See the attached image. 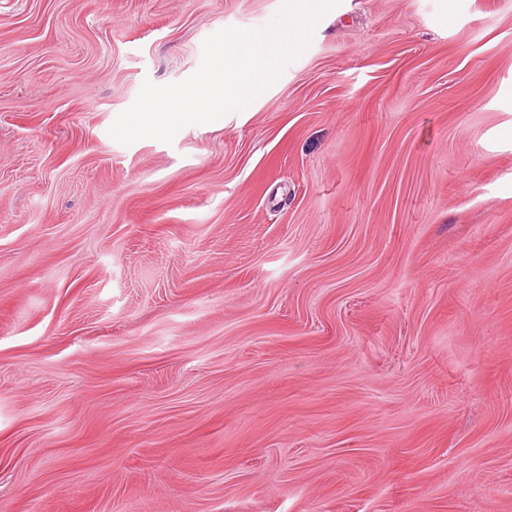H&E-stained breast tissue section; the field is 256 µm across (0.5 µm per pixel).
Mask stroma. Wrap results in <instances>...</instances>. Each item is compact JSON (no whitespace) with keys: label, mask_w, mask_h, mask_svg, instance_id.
I'll list each match as a JSON object with an SVG mask.
<instances>
[{"label":"stroma","mask_w":512,"mask_h":512,"mask_svg":"<svg viewBox=\"0 0 512 512\" xmlns=\"http://www.w3.org/2000/svg\"><path fill=\"white\" fill-rule=\"evenodd\" d=\"M281 4L0 0V512H512V0L110 137Z\"/></svg>","instance_id":"stroma-1"}]
</instances>
